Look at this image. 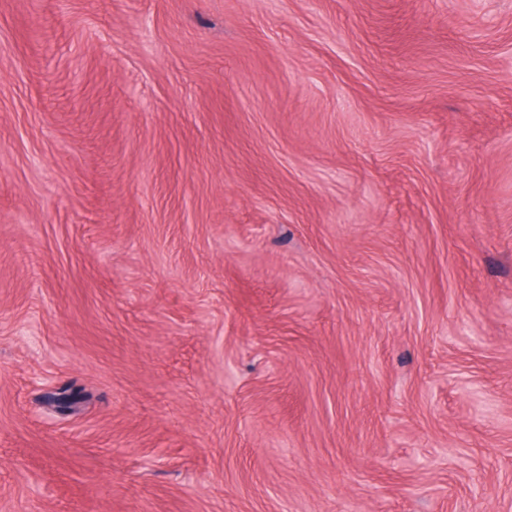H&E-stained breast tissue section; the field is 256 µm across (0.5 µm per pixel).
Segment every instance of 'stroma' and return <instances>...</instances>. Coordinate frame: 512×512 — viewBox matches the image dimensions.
Masks as SVG:
<instances>
[{
	"label": "stroma",
	"mask_w": 512,
	"mask_h": 512,
	"mask_svg": "<svg viewBox=\"0 0 512 512\" xmlns=\"http://www.w3.org/2000/svg\"><path fill=\"white\" fill-rule=\"evenodd\" d=\"M0 512H512V0H0Z\"/></svg>",
	"instance_id": "1"
}]
</instances>
